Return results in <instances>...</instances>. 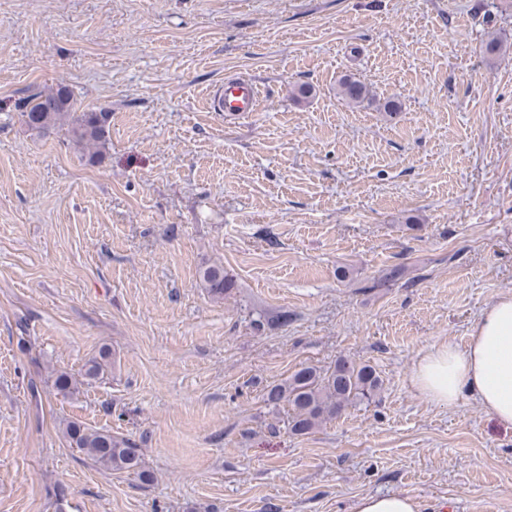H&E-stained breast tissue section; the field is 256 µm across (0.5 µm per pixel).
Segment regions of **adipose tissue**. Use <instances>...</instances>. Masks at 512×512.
I'll use <instances>...</instances> for the list:
<instances>
[{
  "mask_svg": "<svg viewBox=\"0 0 512 512\" xmlns=\"http://www.w3.org/2000/svg\"><path fill=\"white\" fill-rule=\"evenodd\" d=\"M411 380L439 406L474 395L499 424L512 428V294L484 310L465 346L443 343L421 355Z\"/></svg>",
  "mask_w": 512,
  "mask_h": 512,
  "instance_id": "obj_1",
  "label": "adipose tissue"
}]
</instances>
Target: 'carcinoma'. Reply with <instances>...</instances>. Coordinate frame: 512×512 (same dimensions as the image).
Returning <instances> with one entry per match:
<instances>
[{"label": "carcinoma", "instance_id": "carcinoma-1", "mask_svg": "<svg viewBox=\"0 0 512 512\" xmlns=\"http://www.w3.org/2000/svg\"><path fill=\"white\" fill-rule=\"evenodd\" d=\"M338 94L346 103L359 106L369 99L370 91L363 82L344 78L339 83ZM19 109L29 128L49 134L66 126L75 142L90 152V158L103 155L108 143L110 113L81 108L67 87L37 92L21 101ZM199 279L201 286L218 299L224 298L233 287L232 279L224 275L221 265L204 268ZM111 359L110 349L101 348L98 355L86 362L84 378H100ZM50 379L54 390L63 395L75 393L80 385V381L65 370H52ZM381 385L372 366L340 357L326 371L304 366L291 374L287 382L268 386L265 401L275 407L287 403L291 411L290 430L296 435H305L340 417L348 407L372 400ZM62 434L70 447L79 449L101 467L132 472L145 483L151 481L152 475L143 468L140 454L130 440L108 430L89 428L78 421L67 422Z\"/></svg>", "mask_w": 512, "mask_h": 512}]
</instances>
